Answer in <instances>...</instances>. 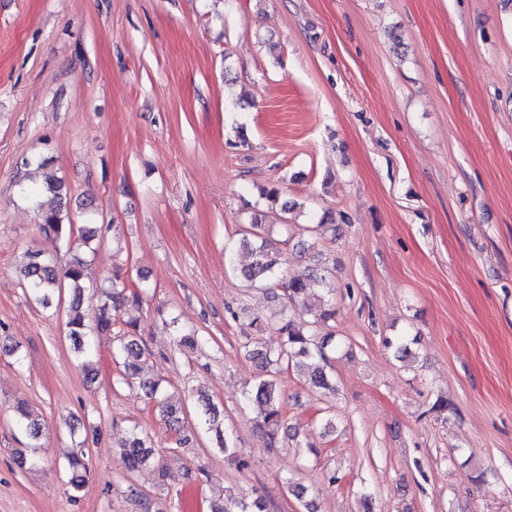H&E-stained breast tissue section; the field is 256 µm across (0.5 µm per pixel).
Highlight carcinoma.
Masks as SVG:
<instances>
[{
    "label": "carcinoma",
    "instance_id": "obj_1",
    "mask_svg": "<svg viewBox=\"0 0 512 512\" xmlns=\"http://www.w3.org/2000/svg\"><path fill=\"white\" fill-rule=\"evenodd\" d=\"M67 195L62 180L52 175L45 176L41 187L32 194L36 199L39 223L44 233L54 241L78 249L88 248L96 239L98 229L91 227L89 222L78 227L72 224L65 212ZM271 228L272 225L266 223V215L258 214L249 227L242 230V237L237 243V248L251 255L250 263L241 268V275L249 288L265 287L281 277V254L266 238ZM86 267V261L77 254L62 267L54 255L42 249L28 250L19 267V275L29 297L46 309L62 300L63 291H69L68 336L76 357L82 361L87 372L95 371L98 356L90 333L95 330L101 334H112V356L122 367L119 382L138 384L146 400L158 411L166 428L177 436L176 448L186 446L190 441V430L183 407L167 400L161 379L143 375L148 352L138 331L140 312L149 285L144 279L138 284L129 285L118 275H113L108 284L100 286L102 301L91 316L84 307ZM282 286L286 305L269 317L253 316L246 324L247 332L242 344L244 356L254 362L260 371L258 380L245 393V399L257 408L256 427L265 447L271 452L297 437L295 433H288V419L278 376L293 367L310 387L329 389L332 387L329 353L336 350L335 336L321 333L336 314L327 268L317 267L308 278H291ZM312 296L318 301V306L311 309L313 320L304 325L296 323L288 313V305L305 304ZM268 327L274 329L281 339L279 347L274 350L260 346L255 337V334ZM197 402L196 420L213 434L215 450L224 454L225 459L236 461L234 448L224 436V409L201 391L197 392ZM14 412L16 425L30 441V451L19 454L18 460L36 468L41 464L37 448L43 432L42 424L26 406L18 405ZM122 452L130 471L151 468L157 471L161 485L168 489L172 487L171 476L156 459L152 443L137 427L129 430L128 438L122 444ZM66 470L72 490L76 493L82 491L89 475L84 449L79 448L68 455ZM286 484L288 491L303 502L305 512H316L315 502L306 500L305 487L289 479ZM208 509L209 512H268V504L260 496H235L226 490L223 496L209 501Z\"/></svg>",
    "mask_w": 512,
    "mask_h": 512
}]
</instances>
